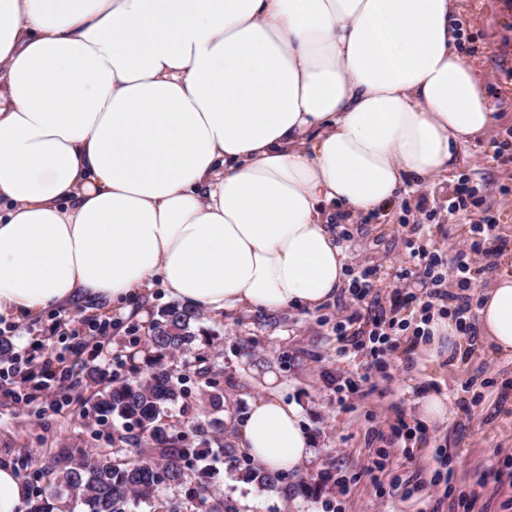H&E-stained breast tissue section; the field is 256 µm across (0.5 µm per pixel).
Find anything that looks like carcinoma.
Returning <instances> with one entry per match:
<instances>
[{"label":"carcinoma","mask_w":512,"mask_h":512,"mask_svg":"<svg viewBox=\"0 0 512 512\" xmlns=\"http://www.w3.org/2000/svg\"><path fill=\"white\" fill-rule=\"evenodd\" d=\"M199 318V311L189 306L173 304L160 311L146 343L149 371L141 373L136 354L126 356L130 377L103 391L97 400L101 416L118 417L126 429L137 433L118 435L119 445L99 449L92 460L74 450L39 465L34 475L43 485L29 499L27 512H70L71 501L81 502L88 512H130V504L140 500L152 512H237L218 485L203 479L201 450L183 445L188 433L206 445L212 441L224 447V424L198 419L177 427L162 422L164 407L185 396L168 368V358L197 343L209 345L207 337L195 330ZM192 371L213 389L211 400L220 398V375L207 352L194 355ZM223 454L230 468L244 469L243 477L262 488H277L288 478L286 472L256 469L249 457L230 446ZM162 486L182 487L185 496L160 498L156 491Z\"/></svg>","instance_id":"obj_1"}]
</instances>
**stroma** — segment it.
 I'll list each match as a JSON object with an SVG mask.
<instances>
[{
    "mask_svg": "<svg viewBox=\"0 0 512 512\" xmlns=\"http://www.w3.org/2000/svg\"><path fill=\"white\" fill-rule=\"evenodd\" d=\"M459 18L465 30L466 53L482 67L485 87L499 122L488 132L461 142L453 172L426 186H408L380 209L337 217L336 236L345 253L347 277L358 269L375 268L384 291L408 259L405 240L419 230L428 247L451 261L459 241L470 237L469 214H448L443 205L460 180H468L486 206L500 217L493 232L494 255L477 257L466 293L481 296L499 275L512 273V0H464ZM436 198V214L421 209V198ZM169 298L155 295L137 302L130 314L77 301L16 323L0 317V339L12 351L29 357L67 350L75 323L108 325L99 339V357L91 353L70 358L79 383L60 406H50L41 391L26 386L28 400L14 404L0 395V464L16 468L26 490L35 483L23 470L27 457L54 459L62 449L79 448L86 456L122 433L119 419H103L95 408L99 390L125 379L128 370L116 354L142 352L144 339ZM369 301L355 299L342 287L334 300L309 310L278 313L244 311L234 317L202 312L197 324L209 336L208 352L224 372L223 398L210 405L205 387L185 369L192 352L175 354L168 365L188 392L186 400L169 406L171 420H192L207 414L222 420L224 439L236 443L232 415L249 401L269 395L293 401L303 409L313 441V456L296 476L275 489H261L231 470L218 448L205 449L207 480L226 498L249 497L254 512H512V360L497 354L483 339L460 337L458 362H450L446 345L437 349L440 363L426 364L422 348L387 354L383 369H372L369 348H343L336 336L338 318L354 315L353 329L367 330ZM277 383L267 386L264 371ZM370 380H363V373ZM445 397V422L424 420L420 402L428 395ZM408 425L394 436L398 421ZM385 460L381 479H374L377 460ZM503 471L494 482L487 475Z\"/></svg>",
    "mask_w": 512,
    "mask_h": 512,
    "instance_id": "stroma-1",
    "label": "stroma"
}]
</instances>
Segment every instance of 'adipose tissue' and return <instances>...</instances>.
<instances>
[{"label":"adipose tissue","mask_w":512,"mask_h":512,"mask_svg":"<svg viewBox=\"0 0 512 512\" xmlns=\"http://www.w3.org/2000/svg\"><path fill=\"white\" fill-rule=\"evenodd\" d=\"M459 0H0V316L155 288L213 313L315 309L329 220L452 171L495 122ZM483 337L512 357V275ZM261 470L313 454L302 409L238 416Z\"/></svg>","instance_id":"adipose-tissue-1"}]
</instances>
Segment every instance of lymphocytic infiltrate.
I'll list each match as a JSON object with an SVG mask.
<instances>
[{
	"label": "lymphocytic infiltrate",
	"instance_id": "obj_1",
	"mask_svg": "<svg viewBox=\"0 0 512 512\" xmlns=\"http://www.w3.org/2000/svg\"><path fill=\"white\" fill-rule=\"evenodd\" d=\"M497 219L490 209H483L479 218L472 225L474 236L458 249L451 263H443L436 251L430 250L419 240L410 238L406 241V247L415 261L414 268L403 269L399 275L401 284L393 288L389 294V309L398 313L411 308H419L420 325L409 328L406 322L390 320L387 331L374 334L372 341L384 352H395L401 347L399 334L410 329L415 335H431V323L433 321L432 309L436 302L446 303L448 316L453 319L460 335L468 336L472 333L470 313L473 300L470 297L460 295V288L466 287L472 276L475 255L489 253L486 234L494 230ZM417 279L428 292L425 300H418L417 296L403 288V281ZM457 285V292H449V285ZM39 375L40 388L47 394L58 396L65 392L70 384L71 370L65 363V358L60 354H51L40 363L25 362L24 365L14 366L0 372V392L13 394L17 385L28 381L30 376Z\"/></svg>",
	"mask_w": 512,
	"mask_h": 512
}]
</instances>
